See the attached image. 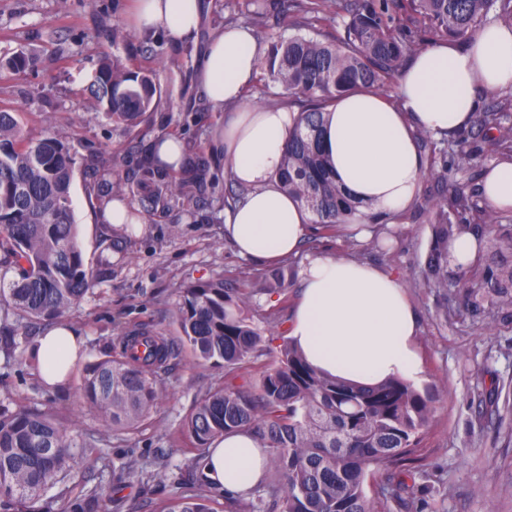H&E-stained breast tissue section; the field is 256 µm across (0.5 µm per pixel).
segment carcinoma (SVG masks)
<instances>
[{
  "instance_id": "cac0c4a2",
  "label": "carcinoma",
  "mask_w": 512,
  "mask_h": 512,
  "mask_svg": "<svg viewBox=\"0 0 512 512\" xmlns=\"http://www.w3.org/2000/svg\"><path fill=\"white\" fill-rule=\"evenodd\" d=\"M512 22V0H283V22L313 28L346 18L339 45L314 35L279 36L272 42L267 72L302 106L277 178L283 189L312 215L313 223L334 234L349 223L357 206L337 183L320 149L323 109L337 97L383 89L400 76L408 57L441 40L466 41L491 10ZM154 58L100 63L88 90L97 106L117 125L138 128L161 104L154 81ZM512 97L478 112L475 136L487 151L512 156ZM481 150L458 137L433 153L430 170L440 183L425 200L433 215L432 242L425 261L429 288L448 287V241L464 233L483 238L500 216L481 205L478 191L457 175L477 164ZM75 157L54 138L34 139L17 113L0 109V266L19 270L16 279L0 277V306L32 318H63L90 290L70 187ZM140 203L155 210L160 202L182 209L205 187V167L177 174L145 165ZM471 268H455L464 290L463 309L512 307V265L487 264L482 277L467 279ZM286 272L265 277L263 288H226L224 280L184 287L179 307L181 339L202 360L233 372L262 345L259 331L242 314L255 295H286ZM120 356L91 365L83 395L102 420L132 427L156 402L157 370L172 344L149 331L127 337ZM432 413L431 399L408 382L374 387L329 379L305 361L291 344L280 348L278 364L263 372L258 392L232 386L209 391L186 417L183 435L204 447L228 432L253 435L266 448L272 471L245 504L252 512H402L404 499L390 489L410 475L408 462L424 455L423 439ZM80 447L44 413L0 409V500L18 505L39 498L73 468ZM374 495L368 480L379 473ZM194 492L167 512H215ZM68 512H103V495L90 489L70 499Z\"/></svg>"
}]
</instances>
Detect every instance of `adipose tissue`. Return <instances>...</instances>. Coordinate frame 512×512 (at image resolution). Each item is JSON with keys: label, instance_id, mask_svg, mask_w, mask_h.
Instances as JSON below:
<instances>
[{"label": "adipose tissue", "instance_id": "1", "mask_svg": "<svg viewBox=\"0 0 512 512\" xmlns=\"http://www.w3.org/2000/svg\"><path fill=\"white\" fill-rule=\"evenodd\" d=\"M201 0H134L135 31L172 43L189 40ZM261 49L254 32L227 26L213 33L195 78L208 105L225 115L218 146L226 171L244 188L224 209V230L239 254L268 264L296 253L310 213L279 185L276 173L298 121L288 109L246 104ZM512 90V27L489 22L468 43L443 40L412 53L394 96L352 92L324 110L322 148L337 181L365 207L395 213L410 206L423 172L417 134L457 137L481 98ZM482 198L497 212L512 210V159L489 165ZM418 327L397 278L353 260L315 257L306 264L289 337L317 371L363 386L412 380L422 371ZM80 333L66 323L31 350L46 386H65L83 355ZM266 453L246 432L216 438L202 462L215 491H244L262 477Z\"/></svg>", "mask_w": 512, "mask_h": 512}]
</instances>
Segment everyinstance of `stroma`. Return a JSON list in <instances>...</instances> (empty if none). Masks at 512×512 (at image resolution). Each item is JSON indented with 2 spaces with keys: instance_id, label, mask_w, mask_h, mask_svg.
<instances>
[{
  "instance_id": "35a3bbf8",
  "label": "stroma",
  "mask_w": 512,
  "mask_h": 512,
  "mask_svg": "<svg viewBox=\"0 0 512 512\" xmlns=\"http://www.w3.org/2000/svg\"><path fill=\"white\" fill-rule=\"evenodd\" d=\"M127 5L128 0H0V58L20 50L30 58L24 73L0 69V107L17 112L30 136L55 138L75 156L74 219L85 264L99 275L65 317L84 337L86 354L60 389L44 385L38 364L28 356L48 322L0 309V405L50 414L88 445L65 485L46 489L30 503L31 512H65V494L95 486L106 498L104 512H161L189 493L205 491L200 470L191 465L203 451L181 428L202 396L224 384L223 367L180 346L157 373L156 404L132 429L105 425L81 394L82 376L108 353H120L124 336L133 331L147 329L178 342L183 287L234 277L255 283L269 269L239 256L224 234L221 201L231 180L214 150L224 115L208 107L194 79L204 44L240 17L244 0H204L190 55L179 67L171 62L177 47L131 32ZM116 28L125 38L113 39ZM148 48L163 91L161 118L135 135L97 112L86 87L103 59H137ZM161 135L184 142L188 164H205V191L187 210L147 217L131 229L99 223L91 162L116 155V174L137 181L149 146ZM436 191L434 176L423 174L406 220L374 226L369 238L345 227L332 235L310 227L298 255L287 261L292 274L287 300L259 294L243 311L268 349L244 364L233 383L256 390L273 350L287 338L309 258L337 256L387 269L399 277L417 316L423 373L416 387L434 406L424 440L427 458L407 480L404 497L417 512H512V307L443 318V308L456 310L461 296L452 286L422 285L432 215L421 204ZM494 390L499 397L493 403ZM130 463L141 479H121Z\"/></svg>"
}]
</instances>
